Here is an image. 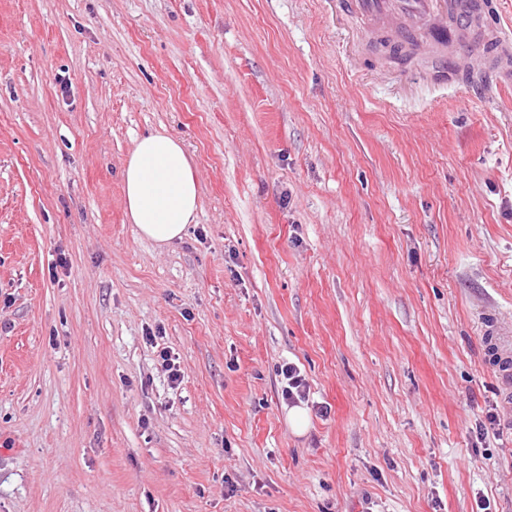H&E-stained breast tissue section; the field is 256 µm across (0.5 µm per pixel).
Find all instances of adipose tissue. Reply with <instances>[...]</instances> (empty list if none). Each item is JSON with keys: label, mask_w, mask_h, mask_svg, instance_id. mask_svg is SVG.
Listing matches in <instances>:
<instances>
[{"label": "adipose tissue", "mask_w": 512, "mask_h": 512, "mask_svg": "<svg viewBox=\"0 0 512 512\" xmlns=\"http://www.w3.org/2000/svg\"><path fill=\"white\" fill-rule=\"evenodd\" d=\"M124 200L139 233L167 245L182 238L199 207V186L180 140L164 133L138 139L122 172Z\"/></svg>", "instance_id": "1"}]
</instances>
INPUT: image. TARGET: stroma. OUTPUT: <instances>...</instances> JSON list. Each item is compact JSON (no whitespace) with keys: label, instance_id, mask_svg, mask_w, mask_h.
Wrapping results in <instances>:
<instances>
[{"label":"stroma","instance_id":"35a3bbf8","mask_svg":"<svg viewBox=\"0 0 512 512\" xmlns=\"http://www.w3.org/2000/svg\"><path fill=\"white\" fill-rule=\"evenodd\" d=\"M163 131L200 188L166 246L122 189ZM492 336L512 87L335 0H0V512H512ZM279 375L282 376V396L290 403L305 401L308 397V384L301 370L292 363L281 366Z\"/></svg>","mask_w":512,"mask_h":512}]
</instances>
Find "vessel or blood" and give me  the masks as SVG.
Returning <instances> with one entry per match:
<instances>
[{
  "label": "vessel or blood",
  "instance_id": "b4317fda",
  "mask_svg": "<svg viewBox=\"0 0 512 512\" xmlns=\"http://www.w3.org/2000/svg\"><path fill=\"white\" fill-rule=\"evenodd\" d=\"M372 38L414 43L436 67L466 56L477 68L497 73L498 85L512 84V31L485 22V0H340Z\"/></svg>",
  "mask_w": 512,
  "mask_h": 512
}]
</instances>
